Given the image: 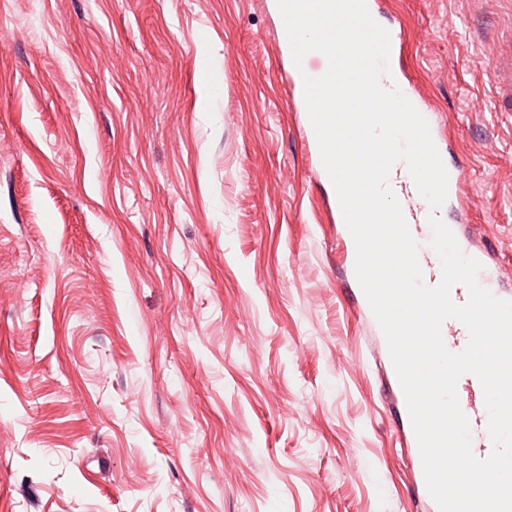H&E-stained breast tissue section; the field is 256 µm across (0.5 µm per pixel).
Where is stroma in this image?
I'll return each mask as SVG.
<instances>
[{
	"label": "stroma",
	"instance_id": "obj_1",
	"mask_svg": "<svg viewBox=\"0 0 512 512\" xmlns=\"http://www.w3.org/2000/svg\"><path fill=\"white\" fill-rule=\"evenodd\" d=\"M371 3L512 296V7ZM281 30L0 0V512H437ZM491 78L499 91V109L512 112V44L511 51L498 54L491 70Z\"/></svg>",
	"mask_w": 512,
	"mask_h": 512
}]
</instances>
